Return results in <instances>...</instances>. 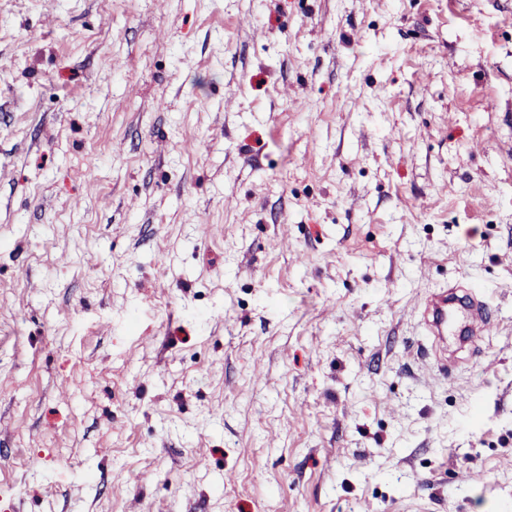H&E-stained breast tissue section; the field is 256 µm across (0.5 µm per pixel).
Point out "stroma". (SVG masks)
<instances>
[{
  "label": "stroma",
  "mask_w": 512,
  "mask_h": 512,
  "mask_svg": "<svg viewBox=\"0 0 512 512\" xmlns=\"http://www.w3.org/2000/svg\"><path fill=\"white\" fill-rule=\"evenodd\" d=\"M0 512H512V0H0ZM460 288L448 284L428 294L423 306L426 336L434 341L449 334L479 338L499 323L497 310H492L479 288Z\"/></svg>",
  "instance_id": "35a3bbf8"
}]
</instances>
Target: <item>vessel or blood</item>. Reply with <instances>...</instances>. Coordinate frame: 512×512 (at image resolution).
Listing matches in <instances>:
<instances>
[{
    "instance_id": "obj_1",
    "label": "vessel or blood",
    "mask_w": 512,
    "mask_h": 512,
    "mask_svg": "<svg viewBox=\"0 0 512 512\" xmlns=\"http://www.w3.org/2000/svg\"><path fill=\"white\" fill-rule=\"evenodd\" d=\"M423 319L426 334L434 339L456 333L478 338L496 324L497 313L490 308L479 288L452 285L428 294Z\"/></svg>"
}]
</instances>
